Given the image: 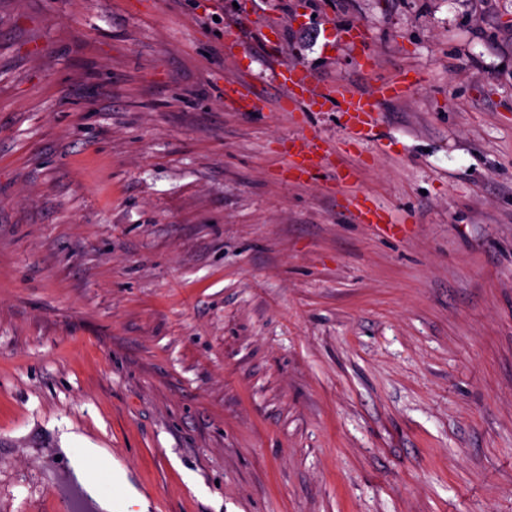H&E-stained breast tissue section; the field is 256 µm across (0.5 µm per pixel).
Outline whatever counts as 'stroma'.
Masks as SVG:
<instances>
[{
  "instance_id": "35a3bbf8",
  "label": "stroma",
  "mask_w": 512,
  "mask_h": 512,
  "mask_svg": "<svg viewBox=\"0 0 512 512\" xmlns=\"http://www.w3.org/2000/svg\"><path fill=\"white\" fill-rule=\"evenodd\" d=\"M353 22L421 77L364 141L265 80L273 30L368 89ZM76 447L149 512H512V0H0V512H73ZM329 39L333 40L332 43H329V45L333 47L336 44L347 51L352 52L358 50L364 54L369 51L367 48L369 40L368 30L360 23L332 30ZM328 151L322 150L319 146L314 144L305 143L303 140L296 146V151L293 155H289L287 161L289 167H293L296 162L295 158H301L298 163V169L311 178L323 168L328 161Z\"/></svg>"
}]
</instances>
